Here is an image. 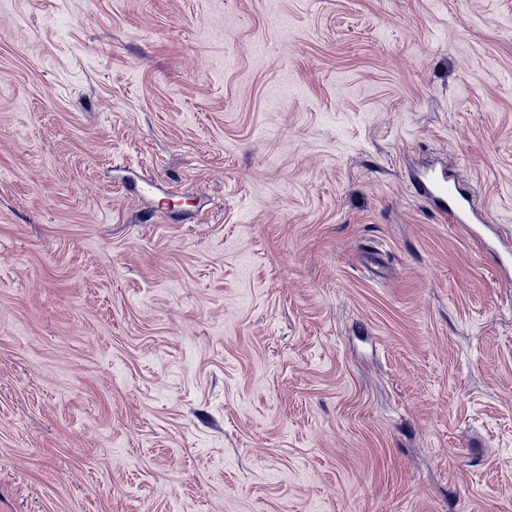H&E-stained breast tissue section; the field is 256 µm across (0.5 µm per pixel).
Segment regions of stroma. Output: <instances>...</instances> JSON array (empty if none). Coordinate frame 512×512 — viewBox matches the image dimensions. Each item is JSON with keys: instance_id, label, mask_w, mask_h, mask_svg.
Listing matches in <instances>:
<instances>
[{"instance_id": "1", "label": "stroma", "mask_w": 512, "mask_h": 512, "mask_svg": "<svg viewBox=\"0 0 512 512\" xmlns=\"http://www.w3.org/2000/svg\"><path fill=\"white\" fill-rule=\"evenodd\" d=\"M507 251L512 0H0V512H512ZM416 190L434 195L439 213L445 217L449 216L453 224H469L471 216L475 213L472 200L457 195L444 178L421 182Z\"/></svg>"}]
</instances>
